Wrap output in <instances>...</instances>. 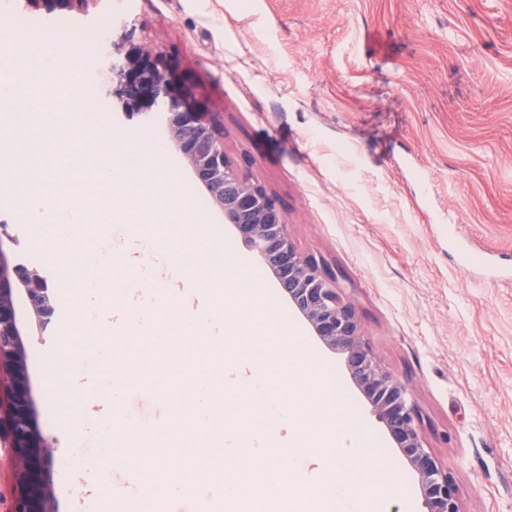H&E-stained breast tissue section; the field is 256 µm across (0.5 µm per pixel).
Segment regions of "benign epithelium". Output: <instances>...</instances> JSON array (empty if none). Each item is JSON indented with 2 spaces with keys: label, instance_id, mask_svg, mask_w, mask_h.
Listing matches in <instances>:
<instances>
[{
  "label": "benign epithelium",
  "instance_id": "7a95c632",
  "mask_svg": "<svg viewBox=\"0 0 512 512\" xmlns=\"http://www.w3.org/2000/svg\"><path fill=\"white\" fill-rule=\"evenodd\" d=\"M98 69L109 74L102 85L95 77L91 80L100 100L130 117L138 115L164 127L225 223L234 225L258 253L321 343L342 356L351 382L416 474L426 512H461L458 487L429 450L406 384L380 364L364 341L359 310L346 293L341 274L323 258L298 250L279 199L254 181L248 160L236 165L228 160L221 124L175 94L148 49L104 50ZM15 284L40 331L48 328L56 311L48 283L36 267L11 266L0 256V393L10 403L7 422H0V444L12 450L16 476L9 512H55L52 497L38 478L41 463L52 458L48 445L31 429Z\"/></svg>",
  "mask_w": 512,
  "mask_h": 512
}]
</instances>
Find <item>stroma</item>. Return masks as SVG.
Segmentation results:
<instances>
[{"mask_svg":"<svg viewBox=\"0 0 512 512\" xmlns=\"http://www.w3.org/2000/svg\"><path fill=\"white\" fill-rule=\"evenodd\" d=\"M32 20L71 24L79 68L100 46L86 32L109 23L119 46L157 53L177 91L218 118L230 160L251 173L288 214L297 248L344 277L364 338L404 381L427 445L460 492L461 512H512V282L464 270L437 216H454L496 268H512V0H73L48 9L9 0ZM110 138L152 153L209 224L224 252L241 256L273 296L279 316L328 366L408 488L398 512H424L417 481L384 426L293 309L257 254L210 203L163 129L108 111L90 142ZM0 254L37 267L56 313L40 338L15 293L27 354L31 425L51 448L42 472L57 512H104L80 491L67 459L101 456L63 418L66 394L51 372L77 341L66 271L46 256L34 228L0 195ZM187 386L159 395L130 371L117 438L167 431Z\"/></svg>","mask_w":512,"mask_h":512,"instance_id":"obj_1","label":"stroma"}]
</instances>
